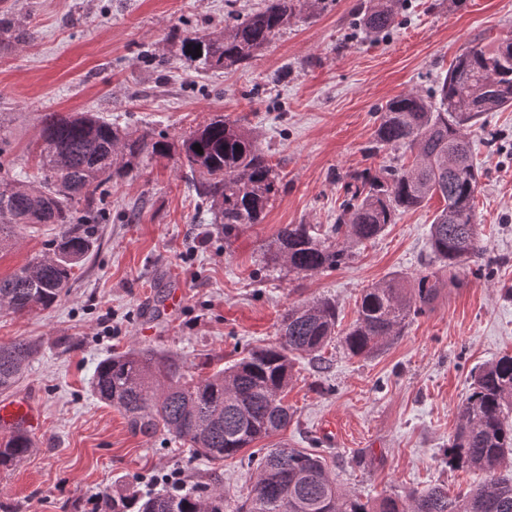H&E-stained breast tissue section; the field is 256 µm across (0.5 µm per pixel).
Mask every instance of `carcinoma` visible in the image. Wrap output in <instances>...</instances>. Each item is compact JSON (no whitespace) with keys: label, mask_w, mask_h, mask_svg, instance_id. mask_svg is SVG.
<instances>
[{"label":"carcinoma","mask_w":512,"mask_h":512,"mask_svg":"<svg viewBox=\"0 0 512 512\" xmlns=\"http://www.w3.org/2000/svg\"><path fill=\"white\" fill-rule=\"evenodd\" d=\"M322 0H265L263 7L233 22L222 35L186 36L184 58L209 70L245 65L257 50ZM405 0H359L355 25L380 35L402 15ZM33 39L15 18L0 17V45ZM201 56H196L195 48ZM512 107V38L492 50L477 43L460 54L430 95L408 92L379 112L376 145L370 150L406 149L410 166L365 169L349 176L331 234L316 236L309 224H285L277 232L271 262L288 271L312 274L346 264L350 247L379 236L398 214L444 201L429 229L431 252L448 272L478 262L484 254L475 222L479 171L467 128L490 112ZM198 144L203 153L193 149ZM182 164L205 176L196 190L211 203L224 229V242L246 226L259 224L278 192L279 174L269 156L236 121L216 117L182 142ZM169 145L152 131L122 129L89 112L45 115L38 174L17 184L9 170L0 174V250L31 224H59V241L7 278H0V308L30 313L53 306L85 260L96 238V194L128 175L144 157L165 158ZM438 281L419 278L409 288L392 276L366 289L357 317L341 338L348 355L370 356L401 334L410 315L434 300ZM336 303L329 299L292 306L281 318L277 342L247 351L211 376L187 379L177 360L148 350H128L103 359L92 388L118 409L131 430L164 432L211 462L234 458L255 441L286 429L292 418L284 393L299 356L316 359L336 335ZM36 353L20 340L0 346V391L14 386ZM512 356L483 366L459 409V424L447 448L448 464L484 472L488 481L452 496L443 485L414 490L406 499L373 503L340 492L316 450L274 444L247 457L256 481L249 497L232 512H512V479L497 476L512 451ZM33 448L25 434L0 442V469L22 462ZM91 512H226L224 492L212 484L137 492H104Z\"/></svg>","instance_id":"obj_1"}]
</instances>
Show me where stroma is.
<instances>
[{
	"label": "stroma",
	"instance_id": "1",
	"mask_svg": "<svg viewBox=\"0 0 512 512\" xmlns=\"http://www.w3.org/2000/svg\"><path fill=\"white\" fill-rule=\"evenodd\" d=\"M354 2L301 14L247 65L200 71L182 56V37L222 32L228 13L246 15L263 0H0L34 33L28 45L0 46V141L16 178L35 174L41 120L51 112L148 127L172 147L170 158L142 159L107 184L97 245L53 307L0 309V345L24 339L38 348L0 402L24 395L41 414L31 454L0 469L5 512H89L106 489L145 491L173 472L190 486L219 484L236 506L253 469L236 458L212 463L160 432H132L94 396L96 365L150 349L178 357L198 380L274 342L288 307L332 298L346 329L362 290L394 275L411 285L436 276L430 308L372 356H349L335 342L322 359H296L285 396L293 416L279 439L320 449L341 492L364 502L484 482L480 471L449 466L446 449L474 373L512 354V108L469 130L492 274L452 280L435 262L428 232L444 205L437 197L354 246L336 270L296 274L264 260L282 225L335 223L346 175L411 164L402 149L368 154L382 106L412 89L433 93L472 43L491 49L512 36V0H409L390 34L351 38ZM217 113L240 120L280 174L262 223L229 244L179 160L184 137ZM60 234L56 224L23 230L0 253V277Z\"/></svg>",
	"mask_w": 512,
	"mask_h": 512
}]
</instances>
